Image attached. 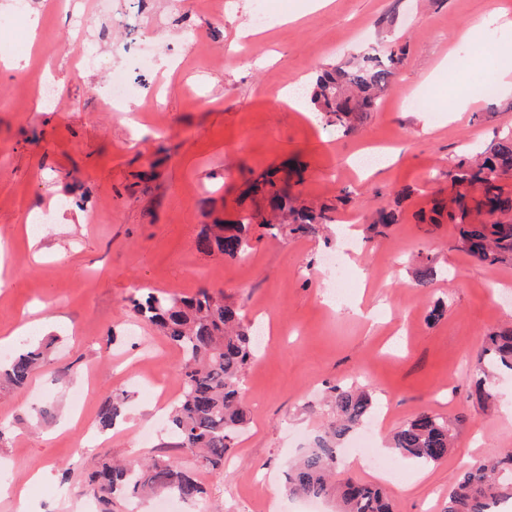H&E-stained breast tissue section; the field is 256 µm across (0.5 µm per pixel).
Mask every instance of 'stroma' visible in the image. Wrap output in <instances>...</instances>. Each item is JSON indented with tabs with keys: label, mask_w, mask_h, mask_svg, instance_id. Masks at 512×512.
I'll return each mask as SVG.
<instances>
[{
	"label": "stroma",
	"mask_w": 512,
	"mask_h": 512,
	"mask_svg": "<svg viewBox=\"0 0 512 512\" xmlns=\"http://www.w3.org/2000/svg\"><path fill=\"white\" fill-rule=\"evenodd\" d=\"M26 0L19 29L0 28V43L27 32V66L0 64V357L20 342L41 343L51 364L21 388L0 391V485L25 489L33 512H98L86 492L103 458L148 459L175 447L168 408L127 377L134 359L156 389L176 396L181 354L130 310L153 292L223 291L244 323L272 316L259 357L245 378L247 422L220 473L196 469L203 505L185 512H299L285 474L333 420L328 388L364 386L376 405V442L399 484L384 483L393 512H441L448 486L469 463L512 450V374H502L491 408L471 396L486 334L512 323V264L488 266L454 245L453 225L421 223V212L448 190V172L512 127V93L456 100L482 69L498 71L512 48V0H223L222 15L198 12L196 0H134L145 48L161 79L156 104L128 112L107 105L105 71L120 65L124 31L67 0L63 9ZM275 17L256 28L255 13ZM393 40L407 56L377 112L351 134L314 110L279 101L326 64ZM483 47L475 58L473 44ZM102 65L77 67L88 45ZM48 71L53 99L36 109L18 99L26 73ZM428 98L429 110L410 107ZM391 151L383 168L349 159ZM293 162L304 166L294 192L335 209L317 236L258 229L237 260L196 246L214 218L234 220L261 207L246 197L251 174ZM390 206L399 223L377 235L371 213ZM49 215L39 235L30 218ZM353 237L345 260L354 286L328 299L329 254ZM433 267L428 287L417 271ZM56 321L40 322L42 307ZM443 314L433 318L434 307ZM131 391L124 423L101 431L104 402ZM52 419L34 427V408ZM457 425L454 448L428 468L395 460L392 433L420 412ZM67 465L69 481L37 483L40 470Z\"/></svg>",
	"instance_id": "1"
}]
</instances>
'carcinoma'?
I'll return each instance as SVG.
<instances>
[{
	"label": "carcinoma",
	"mask_w": 512,
	"mask_h": 512,
	"mask_svg": "<svg viewBox=\"0 0 512 512\" xmlns=\"http://www.w3.org/2000/svg\"><path fill=\"white\" fill-rule=\"evenodd\" d=\"M405 55L406 47L395 44L383 52L362 54L350 67L320 69L311 84V105L326 122L345 133L355 131L377 107ZM511 174L512 129H508L479 155L461 159L448 170V197L435 204L429 223L454 225L457 247L481 263L511 262L512 193L501 185ZM250 190L262 196L265 206L231 224L213 220L197 239V248L237 259L251 248L250 231L255 225L280 224L290 234L316 236L334 221V208L299 202L288 180L280 182L271 173L255 180ZM398 221V212L386 207L378 208L371 218L375 228ZM133 311L157 327L182 356L178 370L181 397L169 416L178 447L195 454L210 471L224 469V459L246 422L244 377L260 350L257 337L242 324L234 304L206 287L180 298L149 292L133 300ZM479 360L493 369L512 371V329L505 327L487 336ZM47 365L41 347L22 348L0 363V382L20 387ZM472 384L479 401L494 397L488 371H481ZM331 402L336 421L287 466L288 493L312 499L332 497L337 512H393L383 489L344 478L338 470L340 443L374 413L370 391L336 384L331 387ZM123 410L124 394L117 393L101 407V428H113ZM453 440L447 420L422 412L392 434L389 447L402 460L428 466L447 458ZM90 487L103 505L102 512H110L116 496L139 498L169 491L187 504L199 505L205 495L190 471L164 457L106 465L91 477ZM505 502L512 503L511 450L500 458L478 462L460 475L442 512H499Z\"/></svg>",
	"instance_id": "1"
}]
</instances>
